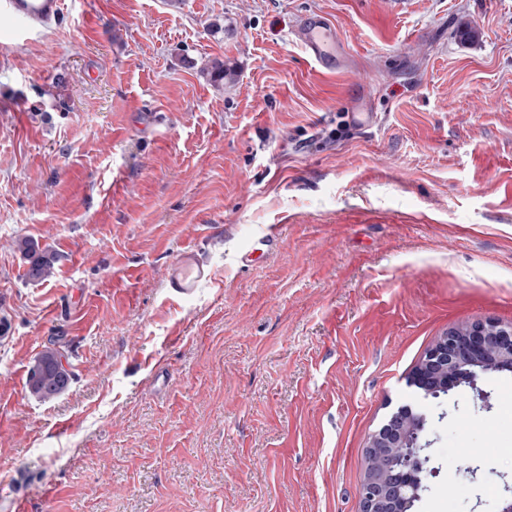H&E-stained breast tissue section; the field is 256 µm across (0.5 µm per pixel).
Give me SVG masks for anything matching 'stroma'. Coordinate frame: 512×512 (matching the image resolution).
<instances>
[{
	"instance_id": "stroma-1",
	"label": "stroma",
	"mask_w": 512,
	"mask_h": 512,
	"mask_svg": "<svg viewBox=\"0 0 512 512\" xmlns=\"http://www.w3.org/2000/svg\"><path fill=\"white\" fill-rule=\"evenodd\" d=\"M313 10L350 51L333 79L288 37ZM270 228L281 249L239 268ZM22 237L52 278L26 279ZM195 239L214 280L183 303L164 270ZM486 320L512 325V0H65L27 42L0 23V498L360 512L369 440L409 405L433 468L413 512H496L512 371L409 384ZM49 349L71 382L41 399ZM70 380V374L63 365L61 355L56 351L47 350L31 366L28 385L36 396L50 399L64 391Z\"/></svg>"
}]
</instances>
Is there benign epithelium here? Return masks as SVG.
<instances>
[{
  "instance_id": "7a95c632",
  "label": "benign epithelium",
  "mask_w": 512,
  "mask_h": 512,
  "mask_svg": "<svg viewBox=\"0 0 512 512\" xmlns=\"http://www.w3.org/2000/svg\"><path fill=\"white\" fill-rule=\"evenodd\" d=\"M498 370H512V326L488 321L470 327L460 336L450 332L441 337L427 352L424 363L415 369L411 382L424 393H439L451 390L464 379L473 385L478 373ZM411 420L412 437L419 438L425 418L402 406L387 429L377 436L375 447H404L405 425ZM402 478V473L394 470L369 475L358 491L362 512H395L401 498Z\"/></svg>"
}]
</instances>
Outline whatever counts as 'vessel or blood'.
<instances>
[{"mask_svg":"<svg viewBox=\"0 0 512 512\" xmlns=\"http://www.w3.org/2000/svg\"><path fill=\"white\" fill-rule=\"evenodd\" d=\"M64 0H0V14L12 21L10 35L18 41L41 34L60 19ZM317 72L323 75L335 73L339 64L336 53V28L324 14H303L290 32ZM282 240L275 231L262 234L250 247L241 250L238 261L250 266L264 255L276 252ZM212 268L194 245L183 247L169 263L165 282L170 292L182 299L195 297L199 288L211 281Z\"/></svg>","mask_w":512,"mask_h":512,"instance_id":"obj_1","label":"vessel or blood"}]
</instances>
